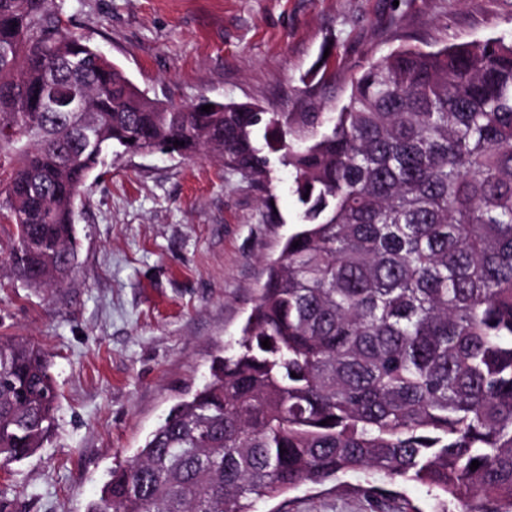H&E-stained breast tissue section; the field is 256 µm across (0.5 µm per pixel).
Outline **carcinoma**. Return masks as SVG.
I'll return each mask as SVG.
<instances>
[{
	"instance_id": "carcinoma-1",
	"label": "carcinoma",
	"mask_w": 512,
	"mask_h": 512,
	"mask_svg": "<svg viewBox=\"0 0 512 512\" xmlns=\"http://www.w3.org/2000/svg\"><path fill=\"white\" fill-rule=\"evenodd\" d=\"M63 15L0 0V254L17 278L73 273L77 201L117 148L205 151L253 181L276 154L301 205L242 336L88 512H256L359 471L512 512V38L394 50L338 112L206 113L149 97ZM70 89L86 111L43 109ZM58 400L41 347L0 336V469L44 447Z\"/></svg>"
}]
</instances>
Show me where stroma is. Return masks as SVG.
<instances>
[{
    "label": "stroma",
    "mask_w": 512,
    "mask_h": 512,
    "mask_svg": "<svg viewBox=\"0 0 512 512\" xmlns=\"http://www.w3.org/2000/svg\"><path fill=\"white\" fill-rule=\"evenodd\" d=\"M78 33L140 89L278 112H336L351 77L404 47L512 37V0H66ZM288 168L255 183L209 153H126L87 182L78 267L31 288L0 266V334L48 353L60 390L44 448L0 473L6 512H86L170 407L241 335L298 224ZM385 489L382 506L365 490ZM460 512L427 486L352 472L257 512Z\"/></svg>",
    "instance_id": "obj_1"
}]
</instances>
